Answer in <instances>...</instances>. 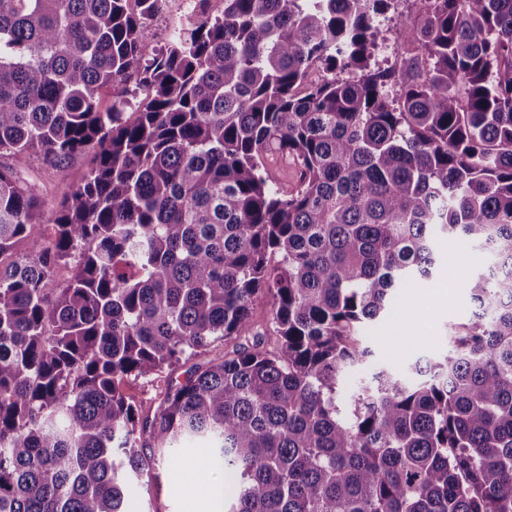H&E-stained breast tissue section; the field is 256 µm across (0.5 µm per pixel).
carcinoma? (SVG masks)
<instances>
[{"instance_id":"carcinoma-1","label":"carcinoma","mask_w":512,"mask_h":512,"mask_svg":"<svg viewBox=\"0 0 512 512\" xmlns=\"http://www.w3.org/2000/svg\"><path fill=\"white\" fill-rule=\"evenodd\" d=\"M208 2L158 46L166 0H0V157L94 152L49 236L0 166V512H127L188 438L227 512H512V0H414L399 68L372 66L395 0ZM448 236L487 259L472 316L345 398ZM237 336L153 411L125 395Z\"/></svg>"}]
</instances>
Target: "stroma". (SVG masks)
<instances>
[{
    "label": "stroma",
    "instance_id": "35a3bbf8",
    "mask_svg": "<svg viewBox=\"0 0 512 512\" xmlns=\"http://www.w3.org/2000/svg\"><path fill=\"white\" fill-rule=\"evenodd\" d=\"M416 17L413 0H398L395 10L382 19L377 31L378 43L394 44L395 55L377 52L380 65H394L407 48L401 42V32ZM93 155L84 153L72 157L57 167L42 157H32L16 166L23 185L32 187L44 200L43 221H52L60 202L88 171ZM486 260L477 250L466 247L456 238H448L439 248L438 269L432 280H414L398 290L388 315L375 327L372 361L395 370L407 369L421 357H435L447 347L454 324L467 320L475 309L467 289L458 287L464 271L485 267ZM455 282L450 302L442 304L436 298L438 288ZM177 453L182 464L171 470L158 464L157 481L135 483L133 512H203L207 503L221 504V494L231 491L233 483L221 467L201 469L200 461L211 456V449L201 444H184Z\"/></svg>",
    "mask_w": 512,
    "mask_h": 512
}]
</instances>
